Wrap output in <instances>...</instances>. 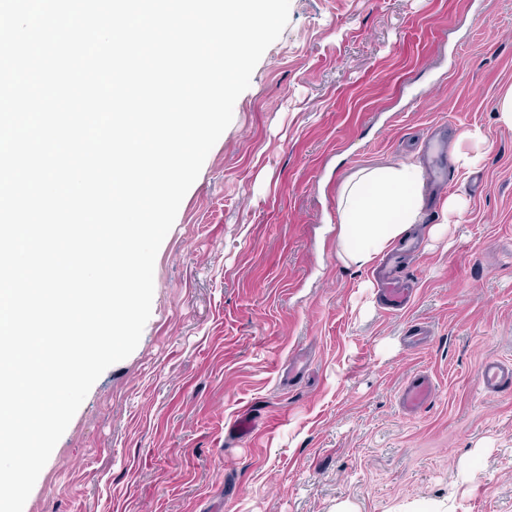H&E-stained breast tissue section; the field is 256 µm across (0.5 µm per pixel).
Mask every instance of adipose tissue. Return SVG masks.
<instances>
[{
	"mask_svg": "<svg viewBox=\"0 0 512 512\" xmlns=\"http://www.w3.org/2000/svg\"><path fill=\"white\" fill-rule=\"evenodd\" d=\"M424 169L414 159L365 167L345 180L337 202L336 258L345 266L372 267L416 226L439 239L467 203L454 194L441 203L442 223L424 224Z\"/></svg>",
	"mask_w": 512,
	"mask_h": 512,
	"instance_id": "1",
	"label": "adipose tissue"
}]
</instances>
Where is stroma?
<instances>
[{"label": "stroma", "mask_w": 512, "mask_h": 512, "mask_svg": "<svg viewBox=\"0 0 512 512\" xmlns=\"http://www.w3.org/2000/svg\"><path fill=\"white\" fill-rule=\"evenodd\" d=\"M512 0H290L155 260L140 342L92 386L23 512H512ZM480 128L481 143L463 137ZM478 157L448 168L455 149ZM418 159L414 294L336 260L339 189ZM432 334L412 345V322ZM433 401L406 413L413 374ZM255 432L227 435L245 407ZM380 291L385 306L393 311L403 310L409 302V288L405 282L391 270L384 271L380 277ZM477 381L481 389L492 394L512 393V363L501 359L482 362Z\"/></svg>", "instance_id": "obj_1"}]
</instances>
